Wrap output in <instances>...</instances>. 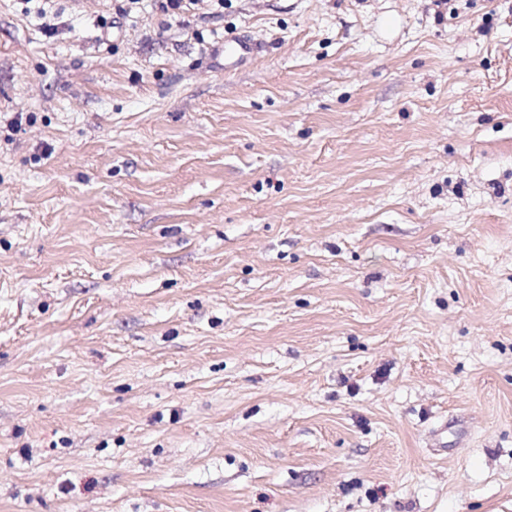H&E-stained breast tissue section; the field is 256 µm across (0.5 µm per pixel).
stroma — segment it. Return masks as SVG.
I'll list each match as a JSON object with an SVG mask.
<instances>
[{
	"instance_id": "stroma-1",
	"label": "stroma",
	"mask_w": 512,
	"mask_h": 512,
	"mask_svg": "<svg viewBox=\"0 0 512 512\" xmlns=\"http://www.w3.org/2000/svg\"><path fill=\"white\" fill-rule=\"evenodd\" d=\"M49 8L0 0V512H512V0ZM261 51L258 41L241 35H225L224 41L210 50L214 54L218 69L224 72L245 66Z\"/></svg>"
}]
</instances>
